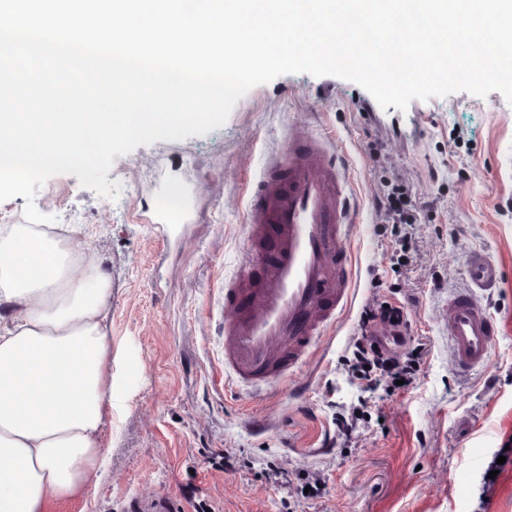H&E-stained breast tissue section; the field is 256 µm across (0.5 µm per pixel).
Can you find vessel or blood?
<instances>
[{"instance_id":"1","label":"vessel or blood","mask_w":512,"mask_h":512,"mask_svg":"<svg viewBox=\"0 0 512 512\" xmlns=\"http://www.w3.org/2000/svg\"><path fill=\"white\" fill-rule=\"evenodd\" d=\"M350 213L348 181L333 149L293 127L287 150L270 158L250 197L241 271L224 286L228 382L259 391L289 378L347 309ZM465 277L441 323L450 366L470 372L487 364L502 333L478 293L499 287L504 275L501 265L474 250Z\"/></svg>"}]
</instances>
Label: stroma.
Returning a JSON list of instances; mask_svg holds the SVG:
<instances>
[{"mask_svg":"<svg viewBox=\"0 0 512 512\" xmlns=\"http://www.w3.org/2000/svg\"><path fill=\"white\" fill-rule=\"evenodd\" d=\"M305 124L345 161L360 221L347 244L354 291L346 311L292 381L262 396L224 390V284L246 243L247 198L288 128ZM390 144L426 201L411 264L375 220L385 173L371 142ZM110 199L58 174L34 203L96 254L112 284V409L99 479L47 512H512V103L464 91L381 108L353 82L285 74L252 87L227 121L202 136L115 157ZM484 250L506 270L486 303L502 334L487 365L448 363L438 308L465 287V259ZM406 306L408 336L429 344L415 382L378 399L358 439L336 420L361 392L345 369L362 305ZM280 412L252 425L269 403ZM234 452V467L214 463ZM319 474L326 492L302 494Z\"/></svg>","mask_w":512,"mask_h":512,"instance_id":"35a3bbf8","label":"stroma"}]
</instances>
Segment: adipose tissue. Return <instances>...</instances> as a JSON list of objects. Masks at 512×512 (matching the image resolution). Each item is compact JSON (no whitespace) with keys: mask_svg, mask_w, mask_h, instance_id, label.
Returning <instances> with one entry per match:
<instances>
[{"mask_svg":"<svg viewBox=\"0 0 512 512\" xmlns=\"http://www.w3.org/2000/svg\"><path fill=\"white\" fill-rule=\"evenodd\" d=\"M110 295L68 231L0 226V512H44L95 482L113 399Z\"/></svg>","mask_w":512,"mask_h":512,"instance_id":"1","label":"adipose tissue"}]
</instances>
